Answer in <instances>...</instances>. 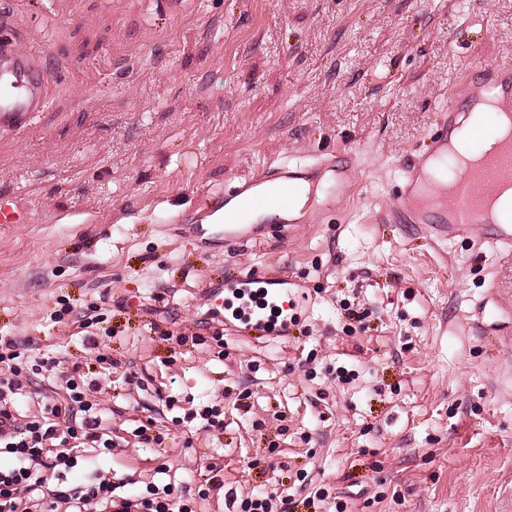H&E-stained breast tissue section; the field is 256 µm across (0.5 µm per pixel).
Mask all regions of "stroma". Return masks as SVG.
<instances>
[{
    "mask_svg": "<svg viewBox=\"0 0 512 512\" xmlns=\"http://www.w3.org/2000/svg\"><path fill=\"white\" fill-rule=\"evenodd\" d=\"M0 27L50 79L0 132V198L28 214L0 226V336L56 356L54 391L94 380L99 470L138 500L219 467L196 512L265 488L291 512H512V256L382 221L460 67L512 61V0H0ZM319 153L354 158L319 222L237 250L167 231ZM228 274L288 276L287 335L235 331ZM212 405L223 430L185 426Z\"/></svg>",
    "mask_w": 512,
    "mask_h": 512,
    "instance_id": "stroma-1",
    "label": "stroma"
}]
</instances>
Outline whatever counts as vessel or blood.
<instances>
[{
  "label": "vessel or blood",
  "instance_id": "b4317fda",
  "mask_svg": "<svg viewBox=\"0 0 512 512\" xmlns=\"http://www.w3.org/2000/svg\"><path fill=\"white\" fill-rule=\"evenodd\" d=\"M460 80L463 94L453 95L448 106L438 114L425 151L404 168L401 202L394 216L404 224H430L440 233L465 237L476 226H483L485 237L492 243L512 247V211L491 210L487 201L495 187L512 185V139L498 143L496 151L483 153L485 141L496 135L497 126L484 127L474 138L475 149L481 150L482 169L453 179L442 206L434 211L410 207L416 195L427 190L434 174L448 170V141L457 128L461 107L469 105L486 92L496 96L498 111L512 112V61L468 66ZM48 78L36 58L14 45L0 46V131H18L25 127L47 103ZM349 165H337L325 158L308 164L291 165L270 162L252 178L237 181L218 190L204 193L195 211L179 217L189 237L204 243L223 239L226 247L242 248L259 240V226L265 222L292 225L312 222L316 209L308 208L311 187L324 178L333 183L348 180ZM287 278L247 277L228 281L224 292L240 299L239 322L246 330L264 336H284L287 320H274L251 308L248 298L264 293L272 304L288 309L291 300Z\"/></svg>",
  "mask_w": 512,
  "mask_h": 512
}]
</instances>
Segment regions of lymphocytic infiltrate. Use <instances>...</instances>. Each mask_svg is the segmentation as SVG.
Here are the masks:
<instances>
[{"instance_id": "f902f5d3", "label": "lymphocytic infiltrate", "mask_w": 512, "mask_h": 512, "mask_svg": "<svg viewBox=\"0 0 512 512\" xmlns=\"http://www.w3.org/2000/svg\"><path fill=\"white\" fill-rule=\"evenodd\" d=\"M24 355L16 340L0 337V363L7 375L0 376V419L10 422L0 431V455L12 458L0 467V512H17V500L27 495L45 512H85L96 505L98 512H131L127 497L117 495L111 473L98 472L79 485L49 484L47 471L77 466V449H112V431L104 408L93 402L84 379L69 378L66 395L45 403L40 417L19 422L16 404L24 386L19 380ZM206 489L191 491L163 487L154 498L142 499L143 512H194V499H206Z\"/></svg>"}]
</instances>
